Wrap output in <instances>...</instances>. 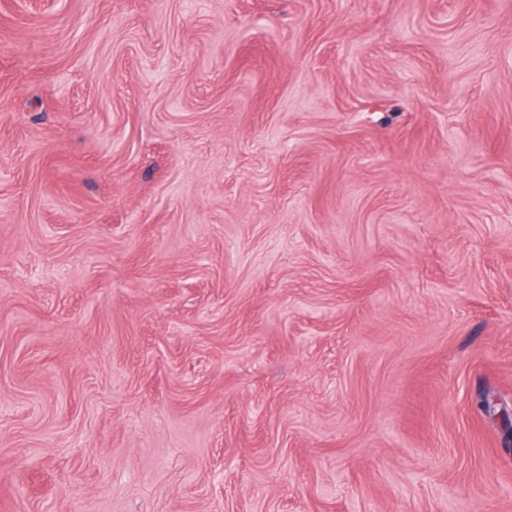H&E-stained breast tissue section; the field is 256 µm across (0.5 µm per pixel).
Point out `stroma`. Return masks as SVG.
<instances>
[{
  "instance_id": "1",
  "label": "stroma",
  "mask_w": 512,
  "mask_h": 512,
  "mask_svg": "<svg viewBox=\"0 0 512 512\" xmlns=\"http://www.w3.org/2000/svg\"><path fill=\"white\" fill-rule=\"evenodd\" d=\"M512 0H0V512H512Z\"/></svg>"
}]
</instances>
